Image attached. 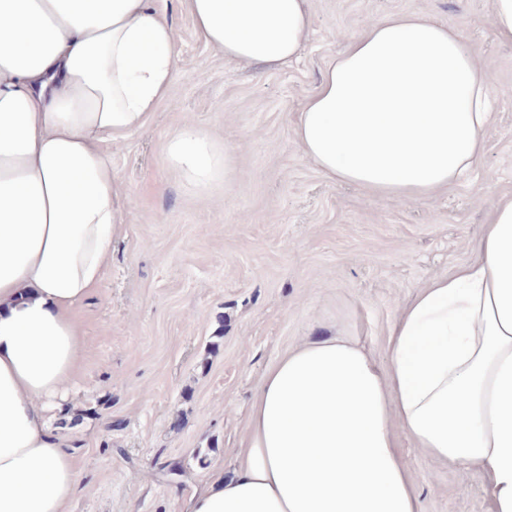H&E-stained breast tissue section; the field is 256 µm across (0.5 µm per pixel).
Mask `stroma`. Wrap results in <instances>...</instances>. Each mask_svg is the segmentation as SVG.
<instances>
[{
	"label": "stroma",
	"mask_w": 512,
	"mask_h": 512,
	"mask_svg": "<svg viewBox=\"0 0 512 512\" xmlns=\"http://www.w3.org/2000/svg\"><path fill=\"white\" fill-rule=\"evenodd\" d=\"M164 4L178 70L146 126L111 147L124 232L74 311L80 372L51 410L81 474L68 512H188L195 490L240 455L269 367L336 335L387 365L402 310L473 259L492 208L512 199V41L492 34L490 0H309L299 59L273 71L226 60L180 0ZM398 14L464 29L494 118L480 166L421 201L332 182L293 133L344 42ZM187 122L232 153L230 186L206 198L163 164ZM400 445L423 512H490L479 474Z\"/></svg>",
	"instance_id": "stroma-1"
}]
</instances>
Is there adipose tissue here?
Returning <instances> with one entry per match:
<instances>
[{
  "label": "adipose tissue",
  "mask_w": 512,
  "mask_h": 512,
  "mask_svg": "<svg viewBox=\"0 0 512 512\" xmlns=\"http://www.w3.org/2000/svg\"><path fill=\"white\" fill-rule=\"evenodd\" d=\"M225 59L275 70L311 28L308 0H186ZM465 33L385 16L349 38L294 121L328 178L422 200L478 165L493 125ZM175 31L154 0H0V512H67L79 473L48 404L75 374L73 309L104 278L125 195L107 147L170 92ZM163 162L199 192L231 172L227 148L185 124ZM379 369L329 336L264 377L229 476L188 512H422L396 432L480 473L512 512V201L476 257L422 288Z\"/></svg>",
  "instance_id": "1"
}]
</instances>
